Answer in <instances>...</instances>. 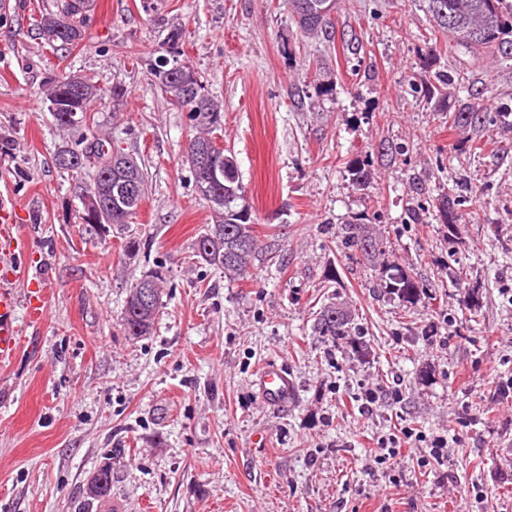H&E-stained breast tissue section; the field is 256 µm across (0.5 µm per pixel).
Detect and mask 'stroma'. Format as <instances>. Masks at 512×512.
I'll list each match as a JSON object with an SVG mask.
<instances>
[{"mask_svg": "<svg viewBox=\"0 0 512 512\" xmlns=\"http://www.w3.org/2000/svg\"><path fill=\"white\" fill-rule=\"evenodd\" d=\"M62 6L0 0V196L37 272L17 292L46 303L0 363V512H512V126L448 128L471 88L512 108V61L451 47L425 0H336L331 42L301 32L286 0H96L57 58L36 24ZM175 27L272 248L244 280L193 255L211 210L183 161L191 126L150 75ZM64 73L94 75L99 129L144 167L129 226L76 222L86 184L53 159L92 132L52 122L44 91ZM357 160L373 175L362 189ZM451 179L472 188L454 232L412 223ZM357 217L383 241L377 265L344 255L339 228ZM160 265L155 328L125 336L127 291ZM395 265L414 300L380 288ZM332 296L356 313L354 345L312 333ZM268 363L295 380L287 409L258 393ZM407 428L374 462L378 438ZM104 466L111 492L91 499Z\"/></svg>", "mask_w": 512, "mask_h": 512, "instance_id": "1", "label": "stroma"}]
</instances>
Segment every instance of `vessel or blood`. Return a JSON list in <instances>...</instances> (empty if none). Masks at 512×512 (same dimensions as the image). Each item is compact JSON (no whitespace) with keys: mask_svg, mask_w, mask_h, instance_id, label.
<instances>
[{"mask_svg":"<svg viewBox=\"0 0 512 512\" xmlns=\"http://www.w3.org/2000/svg\"><path fill=\"white\" fill-rule=\"evenodd\" d=\"M15 206L0 202V361L12 358L20 347L18 314L27 310L31 320H40L44 315V306L29 303L21 306L15 284L18 280L29 278L31 266L14 246L16 226L13 222ZM257 385L262 399L274 408L288 403L294 391V382L287 371L281 367L266 365L258 375Z\"/></svg>","mask_w":512,"mask_h":512,"instance_id":"b4317fda","label":"vessel or blood"}]
</instances>
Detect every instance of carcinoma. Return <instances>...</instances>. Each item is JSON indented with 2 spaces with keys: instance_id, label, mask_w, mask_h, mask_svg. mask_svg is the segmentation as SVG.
I'll return each mask as SVG.
<instances>
[{
  "instance_id": "cac0c4a2",
  "label": "carcinoma",
  "mask_w": 512,
  "mask_h": 512,
  "mask_svg": "<svg viewBox=\"0 0 512 512\" xmlns=\"http://www.w3.org/2000/svg\"><path fill=\"white\" fill-rule=\"evenodd\" d=\"M427 10L437 27L448 34V41L465 49L473 55L495 54L503 59H512V15L503 11L502 0H426ZM89 7V0H70L68 11L64 14L45 13L38 22V35L44 44L56 53L82 41L81 29L73 22L71 16L82 15ZM305 34L321 33L329 35L333 27L330 17L307 16L298 23ZM154 82L174 107L188 113L192 134L189 142L193 145H206L217 157L224 158V170L228 177L224 185L215 188L222 192L224 203L212 208V224L205 233L197 237L193 256L211 266L224 270V275L233 279H242L249 273L253 262L262 251L263 245L257 234L256 224L252 220V211L247 201L240 180L237 161L232 152L220 146L214 133L221 129L224 113L221 104L207 92L202 75L188 63L170 61L163 55L158 57L153 69ZM70 75L55 77L48 83L45 98L50 101L61 96L73 98V105L85 116L83 126L96 125L90 104L102 97V89L94 77L84 76L81 88L72 86ZM189 81L198 87L200 97L188 100L183 97L180 85ZM480 99V93L469 92V100L455 112L448 113V129L478 131L489 121ZM112 139L102 133L93 134V140L82 147H66L58 155L66 154L76 159L60 169L79 178L91 174L86 193L105 189L112 177ZM138 181L137 203L123 209L107 207V227L117 224L125 226L135 217L147 193V183L143 169L136 168ZM465 185L452 183L439 188L433 199L432 207L439 213L442 223L448 226V234H453L459 212L457 207L463 198ZM341 243L358 259L369 264L378 262L381 255L379 238L370 225L356 218L340 228ZM163 270L157 268L139 279L129 289L121 313L123 332L135 338L149 335L160 310L163 308ZM151 288L155 297L153 307L145 310L137 304V295L143 287ZM385 288L404 300H413L422 290L413 276L397 267L389 274ZM316 335L322 336L335 344L351 340L356 333V323L351 311L335 302L323 305L313 323Z\"/></svg>"
}]
</instances>
